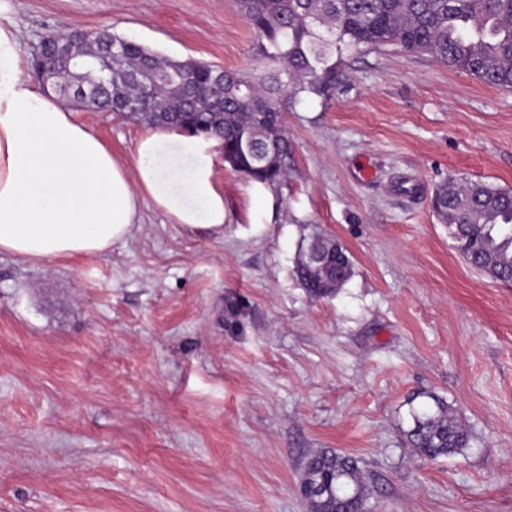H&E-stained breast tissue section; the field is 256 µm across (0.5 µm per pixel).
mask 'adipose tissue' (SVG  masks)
Instances as JSON below:
<instances>
[{
  "mask_svg": "<svg viewBox=\"0 0 512 512\" xmlns=\"http://www.w3.org/2000/svg\"><path fill=\"white\" fill-rule=\"evenodd\" d=\"M192 233L224 232V191L204 139L142 136L115 156L65 98L24 75L19 31L0 23V254L30 263L109 252L143 201Z\"/></svg>",
  "mask_w": 512,
  "mask_h": 512,
  "instance_id": "1",
  "label": "adipose tissue"
}]
</instances>
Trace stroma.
<instances>
[{
  "mask_svg": "<svg viewBox=\"0 0 512 512\" xmlns=\"http://www.w3.org/2000/svg\"><path fill=\"white\" fill-rule=\"evenodd\" d=\"M25 60L63 26L248 71L237 0H0ZM330 102L283 115L287 178L214 153L224 233L154 204L106 255H0V512H308L306 459L354 457L363 512H512V283L472 269L431 198L448 180L512 190V88L396 47L345 54ZM133 162L147 125L80 111ZM351 278L314 297V235ZM447 403L465 448H411ZM322 249L326 256L330 251H336L331 255L330 261L327 263L325 271L317 270L314 265L308 264L300 260L298 273L310 293L313 296L320 297L325 294L329 288V280L336 273V282L348 281L352 274V263L346 256L343 249L333 240L323 237ZM332 275V276H331Z\"/></svg>",
  "mask_w": 512,
  "mask_h": 512,
  "instance_id": "obj_1",
  "label": "stroma"
}]
</instances>
